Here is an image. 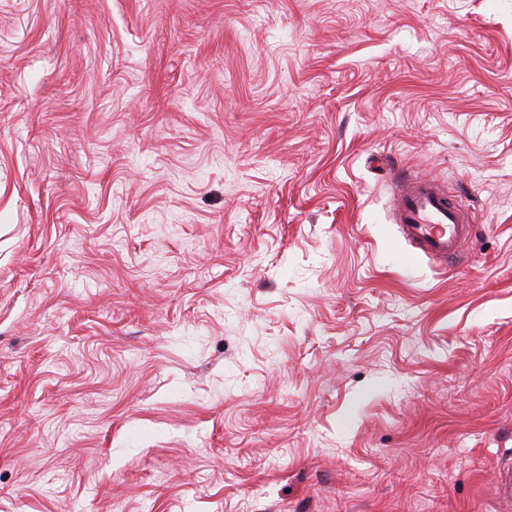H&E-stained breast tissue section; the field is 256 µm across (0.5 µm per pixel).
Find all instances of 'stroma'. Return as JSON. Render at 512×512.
Instances as JSON below:
<instances>
[{"label":"stroma","mask_w":512,"mask_h":512,"mask_svg":"<svg viewBox=\"0 0 512 512\" xmlns=\"http://www.w3.org/2000/svg\"><path fill=\"white\" fill-rule=\"evenodd\" d=\"M510 461L512 0H0V512H505ZM391 199L393 222L413 254L428 257L442 269L460 261L464 244L476 230L462 204L451 202L434 180L425 177L396 178Z\"/></svg>","instance_id":"35a3bbf8"}]
</instances>
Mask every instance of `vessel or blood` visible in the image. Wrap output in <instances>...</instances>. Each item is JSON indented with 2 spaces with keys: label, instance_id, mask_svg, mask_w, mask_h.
<instances>
[{
  "label": "vessel or blood",
  "instance_id": "obj_1",
  "mask_svg": "<svg viewBox=\"0 0 512 512\" xmlns=\"http://www.w3.org/2000/svg\"><path fill=\"white\" fill-rule=\"evenodd\" d=\"M391 211L394 224L413 253L428 257L442 268L460 261L464 244L476 230L466 208L450 201L434 180L425 177L395 180Z\"/></svg>",
  "mask_w": 512,
  "mask_h": 512
}]
</instances>
